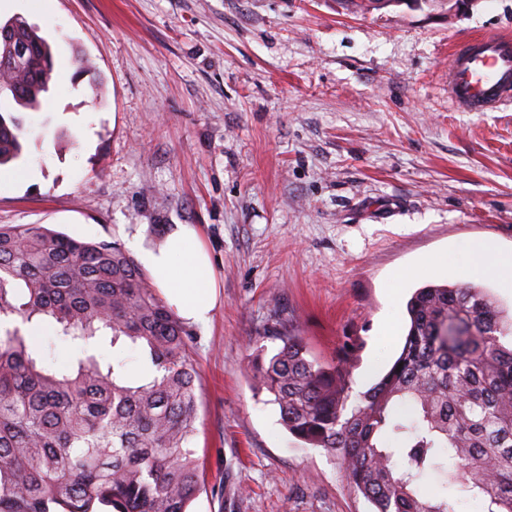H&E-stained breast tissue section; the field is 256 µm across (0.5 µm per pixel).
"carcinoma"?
Instances as JSON below:
<instances>
[{"instance_id":"carcinoma-1","label":"carcinoma","mask_w":512,"mask_h":512,"mask_svg":"<svg viewBox=\"0 0 512 512\" xmlns=\"http://www.w3.org/2000/svg\"><path fill=\"white\" fill-rule=\"evenodd\" d=\"M26 55L3 64L12 48ZM52 45L20 17L0 20V97L36 110ZM23 128L0 113V166ZM401 353L353 395L350 350L310 356L298 330L274 331L253 359L257 391L284 428L331 455L374 512H452L448 490L512 512V317L472 284H428L407 303ZM52 321L78 355L59 366L19 329L0 336V512H188L198 404L190 330L117 241H82L41 224H0V322ZM139 352L147 375L87 346ZM441 477L423 497L419 480Z\"/></svg>"}]
</instances>
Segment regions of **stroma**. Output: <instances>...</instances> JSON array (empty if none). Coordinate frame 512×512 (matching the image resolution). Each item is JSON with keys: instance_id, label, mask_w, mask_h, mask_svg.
Listing matches in <instances>:
<instances>
[{"instance_id": "stroma-1", "label": "stroma", "mask_w": 512, "mask_h": 512, "mask_svg": "<svg viewBox=\"0 0 512 512\" xmlns=\"http://www.w3.org/2000/svg\"><path fill=\"white\" fill-rule=\"evenodd\" d=\"M13 16L52 41L55 71L41 109L17 112L0 224L127 249L192 224L210 256L217 304L190 326L191 512H371L256 394L250 340L293 324L322 361L356 342L364 392L417 288L458 283L448 263L474 240L512 249V101L448 102L452 44L512 33V0H55L50 21L12 0Z\"/></svg>"}]
</instances>
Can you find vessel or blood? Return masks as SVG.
I'll list each match as a JSON object with an SVG mask.
<instances>
[{
  "instance_id": "b4317fda",
  "label": "vessel or blood",
  "mask_w": 512,
  "mask_h": 512,
  "mask_svg": "<svg viewBox=\"0 0 512 512\" xmlns=\"http://www.w3.org/2000/svg\"><path fill=\"white\" fill-rule=\"evenodd\" d=\"M448 93L470 112L493 107L512 95V34H483L454 44L448 64Z\"/></svg>"
}]
</instances>
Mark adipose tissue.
<instances>
[{"mask_svg":"<svg viewBox=\"0 0 512 512\" xmlns=\"http://www.w3.org/2000/svg\"><path fill=\"white\" fill-rule=\"evenodd\" d=\"M140 261L181 319L208 322L216 304L215 275L194 227L177 225L161 248L141 249ZM486 269L500 273L501 287L512 290V251L488 240L474 242L460 272L467 276Z\"/></svg>","mask_w":512,"mask_h":512,"instance_id":"ef3b65f1","label":"adipose tissue"}]
</instances>
